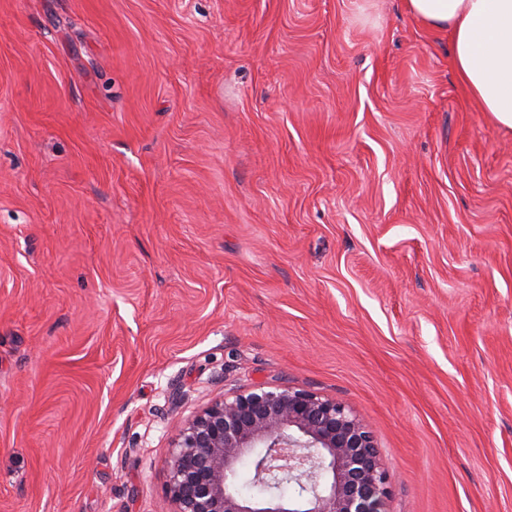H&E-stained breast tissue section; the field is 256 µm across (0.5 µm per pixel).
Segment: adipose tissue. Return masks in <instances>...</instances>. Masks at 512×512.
Instances as JSON below:
<instances>
[{
	"label": "adipose tissue",
	"mask_w": 512,
	"mask_h": 512,
	"mask_svg": "<svg viewBox=\"0 0 512 512\" xmlns=\"http://www.w3.org/2000/svg\"><path fill=\"white\" fill-rule=\"evenodd\" d=\"M404 8L448 32L459 80L480 111L512 130V0H404Z\"/></svg>",
	"instance_id": "ef3b65f1"
}]
</instances>
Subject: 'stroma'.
<instances>
[{"label":"stroma","mask_w":512,"mask_h":512,"mask_svg":"<svg viewBox=\"0 0 512 512\" xmlns=\"http://www.w3.org/2000/svg\"><path fill=\"white\" fill-rule=\"evenodd\" d=\"M345 403L388 512H512V131L403 0H0V512H174L179 425Z\"/></svg>","instance_id":"35a3bbf8"}]
</instances>
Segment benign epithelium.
<instances>
[{
  "label": "benign epithelium",
  "instance_id": "benign-epithelium-1",
  "mask_svg": "<svg viewBox=\"0 0 512 512\" xmlns=\"http://www.w3.org/2000/svg\"><path fill=\"white\" fill-rule=\"evenodd\" d=\"M261 483L296 482L301 496L243 497V461ZM175 512H387V471L372 434L341 401L255 388L203 409L177 429L166 462Z\"/></svg>",
  "mask_w": 512,
  "mask_h": 512
}]
</instances>
